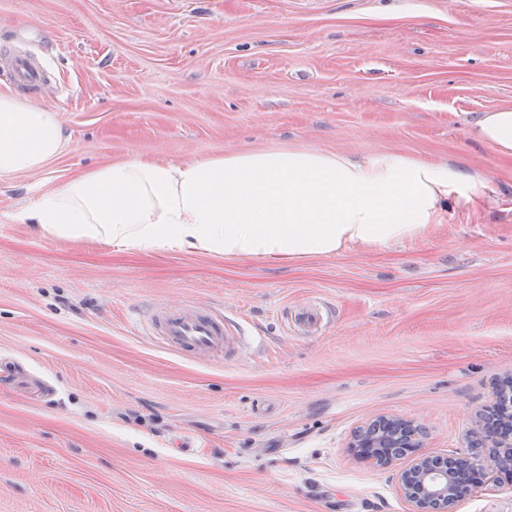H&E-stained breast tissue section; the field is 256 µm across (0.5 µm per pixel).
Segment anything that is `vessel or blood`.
<instances>
[{
  "label": "vessel or blood",
  "mask_w": 512,
  "mask_h": 512,
  "mask_svg": "<svg viewBox=\"0 0 512 512\" xmlns=\"http://www.w3.org/2000/svg\"><path fill=\"white\" fill-rule=\"evenodd\" d=\"M12 77L19 84L32 86L41 84L44 74L28 58L20 57L13 63ZM151 322L156 335L200 359L221 356L239 344L222 319L200 306L164 308L153 313Z\"/></svg>",
  "instance_id": "vessel-or-blood-1"
}]
</instances>
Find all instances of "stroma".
<instances>
[{
    "label": "stroma",
    "instance_id": "stroma-1",
    "mask_svg": "<svg viewBox=\"0 0 512 512\" xmlns=\"http://www.w3.org/2000/svg\"><path fill=\"white\" fill-rule=\"evenodd\" d=\"M17 53L48 82L16 83ZM4 92L53 105L66 146L0 170V512H408L396 466L349 449L380 414L472 456L512 376V159L465 130L512 104V0H0ZM274 145L448 162L485 197L425 238L282 267L16 219L129 156ZM186 303L247 343L200 360L147 333L144 313ZM450 512H512V482Z\"/></svg>",
    "mask_w": 512,
    "mask_h": 512
}]
</instances>
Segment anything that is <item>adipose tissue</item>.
I'll return each instance as SVG.
<instances>
[{
  "label": "adipose tissue",
  "instance_id": "ef3b65f1",
  "mask_svg": "<svg viewBox=\"0 0 512 512\" xmlns=\"http://www.w3.org/2000/svg\"><path fill=\"white\" fill-rule=\"evenodd\" d=\"M468 136L512 157V106ZM65 148L56 110L0 94V168L35 172ZM483 176L405 153L270 147L181 162L127 159L70 179L21 213L45 235L118 252H194L272 266L417 240L449 200L482 197Z\"/></svg>",
  "mask_w": 512,
  "mask_h": 512
}]
</instances>
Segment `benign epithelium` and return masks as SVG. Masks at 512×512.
I'll list each match as a JSON object with an SVG mask.
<instances>
[{"instance_id": "benign-epithelium-1", "label": "benign epithelium", "mask_w": 512, "mask_h": 512, "mask_svg": "<svg viewBox=\"0 0 512 512\" xmlns=\"http://www.w3.org/2000/svg\"><path fill=\"white\" fill-rule=\"evenodd\" d=\"M499 399L510 407L494 409L489 418L479 413L473 421L470 437L477 454L468 461V480L447 472L446 460L421 451L425 430L413 418L378 416L354 432L350 447L366 460L372 456L361 452L363 448L403 449L408 463L399 470L398 481L409 512H440L447 502L468 496L490 476L512 473V391H502Z\"/></svg>"}]
</instances>
